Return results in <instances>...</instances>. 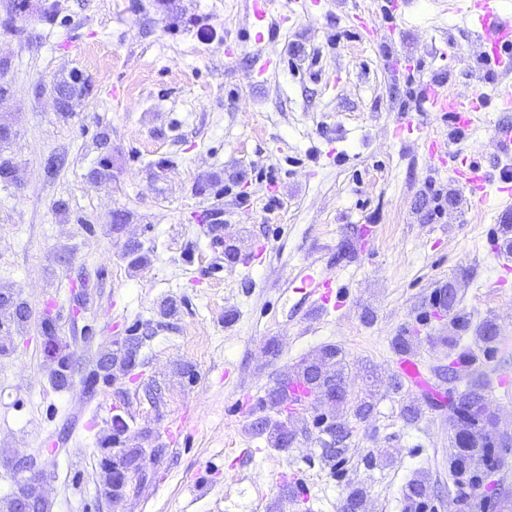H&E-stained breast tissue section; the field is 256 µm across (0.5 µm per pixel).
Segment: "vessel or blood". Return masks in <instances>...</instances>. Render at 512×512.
I'll return each instance as SVG.
<instances>
[{
	"mask_svg": "<svg viewBox=\"0 0 512 512\" xmlns=\"http://www.w3.org/2000/svg\"><path fill=\"white\" fill-rule=\"evenodd\" d=\"M271 0H252L251 11L257 38L272 34L280 24V17L270 11ZM454 13L464 15L469 22L473 42L483 63L503 77L512 76V0H449ZM424 111L447 115L454 125L471 130L485 114L489 99L474 92L456 93L448 86L445 76L435 75L421 85ZM422 143L430 160L445 161L448 138L439 132L427 133ZM456 185L465 193L471 208L482 210L489 201L499 207L512 209V169L501 170L497 181L489 177L473 158L465 156L453 169ZM301 283L307 307L306 315H323L344 307L338 278L300 269Z\"/></svg>",
	"mask_w": 512,
	"mask_h": 512,
	"instance_id": "obj_1",
	"label": "vessel or blood"
}]
</instances>
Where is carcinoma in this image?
I'll use <instances>...</instances> for the list:
<instances>
[{
    "instance_id": "cac0c4a2",
    "label": "carcinoma",
    "mask_w": 512,
    "mask_h": 512,
    "mask_svg": "<svg viewBox=\"0 0 512 512\" xmlns=\"http://www.w3.org/2000/svg\"><path fill=\"white\" fill-rule=\"evenodd\" d=\"M58 94V112L62 118L70 117L66 109V101L70 98H80L90 91V85L77 74L70 76L55 87ZM99 149L102 158L98 167L91 170L89 179L95 184L112 181V149L109 138L103 134L99 137ZM457 305V289L453 282H448L439 293L438 306L444 311L453 312ZM30 318V307L21 300L11 289L0 288V353L9 350L13 341L11 327L22 329ZM40 333L46 340L48 359L52 366L49 378L57 389H64L70 385L69 369L73 363L72 356L58 351L57 325L48 314L42 316ZM142 338L128 337L123 344L114 350H108L97 359L98 366L84 379L87 389H93L97 383L112 384L118 374H125L136 366L139 347ZM477 358L463 351L456 355L448 365V379H467L464 394L458 399H448L450 406L449 436L450 457L449 469L454 475L463 476L466 473H475L481 466L487 464L494 455L495 449L507 447L509 438L503 436L498 428V421L488 411L485 397V386L478 380L471 379L476 371ZM294 377L306 384L313 396H326L334 409V415L321 416L319 424L322 426L319 438L321 458L326 463H338L348 448V440L352 430L345 422L338 419L337 413L350 405L349 394L346 387L345 364L341 357V350L335 345H325L314 354L301 360L292 371L283 374L277 386L268 391L267 397L260 401L261 409H270L278 415L285 416V420H273L269 416H260L253 422L256 434L266 437L269 447L278 449L290 448L297 439L298 432L294 429L296 413L288 408V397L285 387L288 378ZM352 406V405H350ZM377 403L373 395L369 394L355 402L352 406L353 415L360 421L371 418L376 411ZM138 453L134 452L124 459L115 462L111 457L105 456L101 460L103 487L105 496L111 500H119L124 496L126 488L125 470L132 465ZM435 487L429 475L417 474L406 486L405 499L416 501L433 496ZM367 492L361 486L349 488L340 512H366Z\"/></svg>"
}]
</instances>
